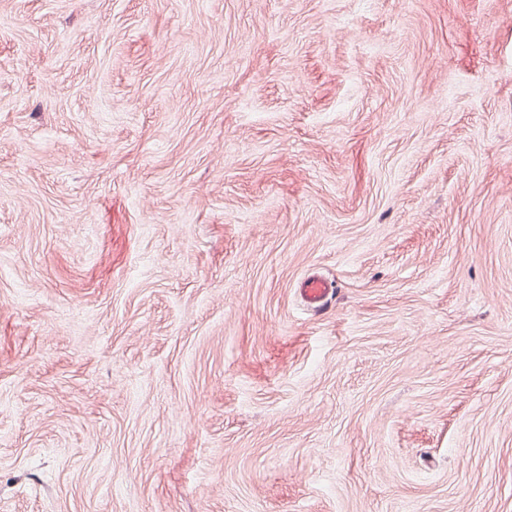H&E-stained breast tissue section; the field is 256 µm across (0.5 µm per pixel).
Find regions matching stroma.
<instances>
[{
    "label": "stroma",
    "instance_id": "stroma-1",
    "mask_svg": "<svg viewBox=\"0 0 512 512\" xmlns=\"http://www.w3.org/2000/svg\"><path fill=\"white\" fill-rule=\"evenodd\" d=\"M0 512H512V0H0Z\"/></svg>",
    "mask_w": 512,
    "mask_h": 512
}]
</instances>
